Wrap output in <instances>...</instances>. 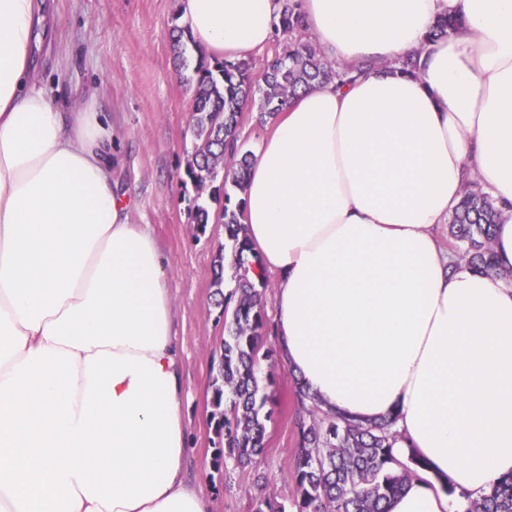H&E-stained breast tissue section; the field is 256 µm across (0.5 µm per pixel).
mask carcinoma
I'll list each match as a JSON object with an SVG mask.
<instances>
[{
	"label": "carcinoma",
	"mask_w": 512,
	"mask_h": 512,
	"mask_svg": "<svg viewBox=\"0 0 512 512\" xmlns=\"http://www.w3.org/2000/svg\"><path fill=\"white\" fill-rule=\"evenodd\" d=\"M273 16L274 37L281 50L254 74L250 59L234 62L188 55L191 38L186 30L172 34L176 67L189 73L193 89L192 149L184 176L194 185L197 198L194 223H210L216 208L224 224V242L218 244L215 262L224 268V252L234 257L235 288L225 293L223 277L216 273V305L224 314V337L213 351L212 422L222 447L213 468L222 471L232 463L245 468L258 462L266 446L267 422L272 411L268 389L272 382L257 376L262 338L272 335L261 311L266 278L251 276L250 244L244 221L246 175L253 152L245 148L239 128L242 104L256 105V120L274 119L288 100L325 83H347L350 68L333 65L303 27L300 0H277ZM457 20L439 18L428 38L446 36ZM499 213L479 184L469 182L462 199L448 218V239L466 248L454 252L457 260L477 270L493 266L492 248ZM298 453L293 479L296 494L291 505L267 496L254 512H387V505L408 483L422 481L423 464L413 457L401 460L396 448L404 437L393 430L394 420L362 426L323 411L303 386H297ZM468 500L466 512H512V476L500 480L478 499Z\"/></svg>",
	"instance_id": "carcinoma-1"
}]
</instances>
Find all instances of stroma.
Here are the masks:
<instances>
[{
	"instance_id": "1",
	"label": "stroma",
	"mask_w": 512,
	"mask_h": 512,
	"mask_svg": "<svg viewBox=\"0 0 512 512\" xmlns=\"http://www.w3.org/2000/svg\"><path fill=\"white\" fill-rule=\"evenodd\" d=\"M59 57L47 64L45 87L69 112L95 106L114 127L115 191L130 223L148 225L170 270L174 332L184 364L181 413L189 455L186 475L211 501V512H252L266 496L294 497L296 385L278 358L274 411L257 467L221 476L212 469L218 438L211 421L212 350L224 334L214 306L213 265L224 227L194 224L193 186L182 178L192 147L193 96L178 72L169 32L180 24L179 0H49Z\"/></svg>"
}]
</instances>
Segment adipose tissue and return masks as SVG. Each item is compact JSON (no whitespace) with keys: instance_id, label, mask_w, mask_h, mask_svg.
I'll return each instance as SVG.
<instances>
[{"instance_id":"obj_1","label":"adipose tissue","mask_w":512,"mask_h":512,"mask_svg":"<svg viewBox=\"0 0 512 512\" xmlns=\"http://www.w3.org/2000/svg\"><path fill=\"white\" fill-rule=\"evenodd\" d=\"M40 0H0V512H210L185 475L169 272L112 182V128L31 64ZM275 0H179L236 61ZM327 57L370 74L291 99L258 144L246 232L277 278L285 368L322 410L396 418L425 462L389 512H465L512 474V0H302ZM461 24L434 41L438 17ZM420 54L419 76L395 61ZM501 212L495 268L439 234L467 181Z\"/></svg>"}]
</instances>
